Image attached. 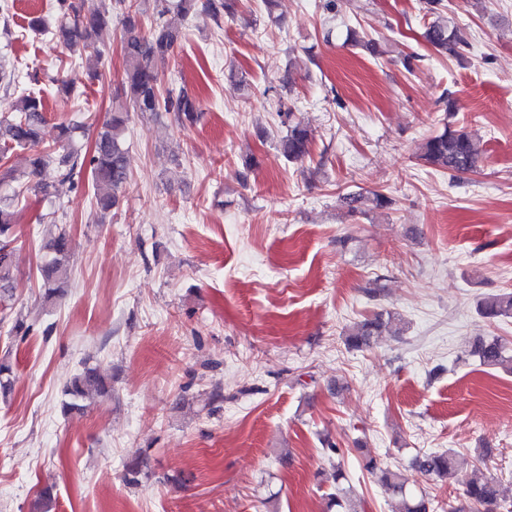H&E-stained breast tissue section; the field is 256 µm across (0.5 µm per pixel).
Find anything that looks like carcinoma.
<instances>
[{
	"label": "carcinoma",
	"instance_id": "obj_1",
	"mask_svg": "<svg viewBox=\"0 0 512 512\" xmlns=\"http://www.w3.org/2000/svg\"><path fill=\"white\" fill-rule=\"evenodd\" d=\"M236 0H156L157 18L148 32H142L141 25L133 14L134 0H101V4L86 6V0H57L58 12L52 31L53 37L73 50L83 44L91 45L99 32L112 20V13H122L125 29L122 48L125 58L122 96L125 102L113 110L97 131L93 152L87 155L78 144L77 133L82 125L70 122L56 126L54 144L63 149L58 158V175L63 181L75 183L88 174L95 196L96 207L104 215L119 202L120 194L128 183L125 151L122 135L130 120V113L141 112L158 115L173 113L183 126L196 123L202 112L200 101L182 89L162 92L161 79L156 61L168 55L181 39L177 28L164 21L165 15L175 10L188 16L201 6L214 19L235 14ZM443 0H424L423 10L435 16L426 30V39L436 49L450 57L461 60L470 49L467 28L451 17L441 16ZM282 123L287 125V134L281 140V154L289 161H301L310 152V139L306 126L291 112H281ZM46 122L42 100L21 93L15 109L0 115V185L18 184V189L31 194L45 191L44 184L37 180L43 169L53 161V152L38 150L41 130ZM481 137L465 128L448 125L427 137L421 144L418 158L435 169L451 174H467L477 170L484 153ZM30 148L26 170L17 171L8 167L9 153L15 148ZM342 202L356 212L369 205L388 208L392 199L380 192L370 196L348 194ZM14 212L8 198L0 197V305L10 300L16 288L13 257ZM51 257L41 266V288L44 297L50 300L63 293L70 281L69 257L72 241L66 229L62 228L47 244ZM479 313L490 322L500 318H512V292H502L484 298L479 304ZM392 325V316L382 313L374 315L357 326L347 335L346 342L352 347L370 343ZM507 345L501 339L492 337L479 339L470 346L468 355L479 365L488 369H502L512 372V355H506ZM112 393V382L96 366H86L75 374L65 389L69 401L64 410L80 408V402L96 396ZM414 469L429 480L442 485L458 482L463 485L464 495L475 512H494L499 490L493 478L480 468H474L466 477L460 476L456 455L452 451L424 453L413 461ZM362 468L368 472L382 473L385 487L399 499V512H434L435 498L429 494L416 495L407 489L406 480L398 471L385 466L373 456L364 458Z\"/></svg>",
	"mask_w": 512,
	"mask_h": 512
}]
</instances>
